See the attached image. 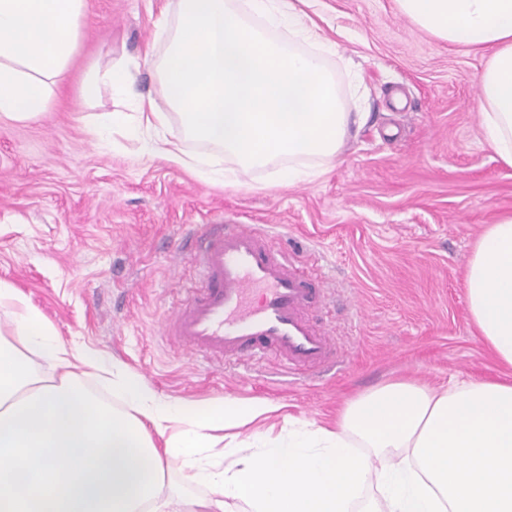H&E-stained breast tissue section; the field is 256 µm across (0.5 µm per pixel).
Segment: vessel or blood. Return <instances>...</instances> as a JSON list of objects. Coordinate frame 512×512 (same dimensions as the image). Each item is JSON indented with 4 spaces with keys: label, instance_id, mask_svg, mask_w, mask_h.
<instances>
[{
    "label": "vessel or blood",
    "instance_id": "b4317fda",
    "mask_svg": "<svg viewBox=\"0 0 512 512\" xmlns=\"http://www.w3.org/2000/svg\"><path fill=\"white\" fill-rule=\"evenodd\" d=\"M192 241L201 280L164 335L218 362L271 357L297 378L335 362L333 327L312 317L325 289L262 225L205 224Z\"/></svg>",
    "mask_w": 512,
    "mask_h": 512
}]
</instances>
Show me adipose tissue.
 <instances>
[{
	"label": "adipose tissue",
	"instance_id": "adipose-tissue-1",
	"mask_svg": "<svg viewBox=\"0 0 512 512\" xmlns=\"http://www.w3.org/2000/svg\"><path fill=\"white\" fill-rule=\"evenodd\" d=\"M399 13L451 46L487 52L478 75L486 144L512 166V0H395ZM87 0H0V118L46 112L81 42ZM147 53L158 97L134 94L132 65L97 64L82 101L110 90L134 112H108L143 152L197 172L230 158L226 184L255 170L281 183L320 175L351 132L352 111L326 65L336 45L298 0H175ZM204 145L188 153L187 141ZM471 323L501 374L434 388L397 379L361 391L335 426L268 419L264 401L172 400L120 361L63 342L0 281L13 339L0 336V512H512V215L487 225L467 260ZM223 447L227 465L210 451ZM180 457V483L166 461ZM207 485V497L188 487Z\"/></svg>",
	"mask_w": 512,
	"mask_h": 512
}]
</instances>
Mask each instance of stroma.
<instances>
[{
    "instance_id": "1",
    "label": "stroma",
    "mask_w": 512,
    "mask_h": 512,
    "mask_svg": "<svg viewBox=\"0 0 512 512\" xmlns=\"http://www.w3.org/2000/svg\"><path fill=\"white\" fill-rule=\"evenodd\" d=\"M337 45L336 75H362L367 124L324 175L281 187L266 171L224 184L231 168L196 174L142 154L121 129L89 119L132 112L77 85L106 59L136 60L138 92H158L141 60L173 0H88L81 47L41 117L0 119V280L65 342L113 356L161 394L204 404L260 400L298 421L334 425L342 402L394 378L437 385L496 374L470 323L464 267L484 227L512 214V167L485 145L476 77L486 54L436 41L394 0H304ZM280 226V248L309 265L335 298L315 319L336 324V367L292 381L273 361L218 371L164 336L161 321L196 272L193 226Z\"/></svg>"
}]
</instances>
